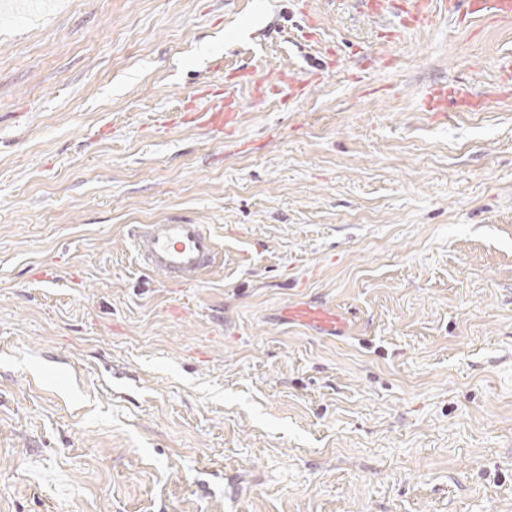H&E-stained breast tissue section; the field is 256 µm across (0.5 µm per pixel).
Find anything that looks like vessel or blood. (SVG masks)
Masks as SVG:
<instances>
[{"instance_id": "obj_1", "label": "vessel or blood", "mask_w": 512, "mask_h": 512, "mask_svg": "<svg viewBox=\"0 0 512 512\" xmlns=\"http://www.w3.org/2000/svg\"><path fill=\"white\" fill-rule=\"evenodd\" d=\"M430 0H407L399 15L400 24L425 27L431 20ZM449 15L464 14L471 18L512 19V0H450ZM460 107L477 110L482 102L458 95L455 89L440 86L423 99L424 111L442 114L448 101ZM238 114L236 100L197 110L199 125L213 131L232 133ZM134 250L142 266L169 281L186 285L194 282L216 259L217 245L202 224H138L131 231Z\"/></svg>"}]
</instances>
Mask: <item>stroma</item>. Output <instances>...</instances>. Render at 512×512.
<instances>
[{"label": "stroma", "mask_w": 512, "mask_h": 512, "mask_svg": "<svg viewBox=\"0 0 512 512\" xmlns=\"http://www.w3.org/2000/svg\"><path fill=\"white\" fill-rule=\"evenodd\" d=\"M509 55L360 0L0 14V512H512ZM446 83L483 108L422 111ZM227 92L233 137L188 123ZM171 220L217 240L195 283L136 261Z\"/></svg>", "instance_id": "obj_1"}]
</instances>
